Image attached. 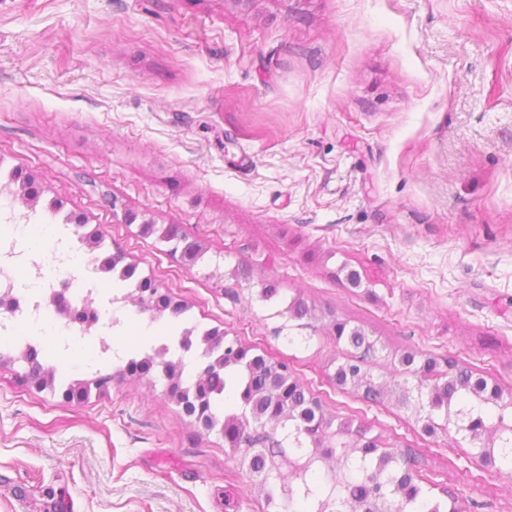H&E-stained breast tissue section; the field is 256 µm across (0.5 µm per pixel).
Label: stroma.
<instances>
[{"label": "stroma", "instance_id": "stroma-1", "mask_svg": "<svg viewBox=\"0 0 512 512\" xmlns=\"http://www.w3.org/2000/svg\"><path fill=\"white\" fill-rule=\"evenodd\" d=\"M33 175L32 223L81 217L177 318L285 362L327 416L383 448H421L424 491L456 512H512V478L409 412L340 391L325 321L309 347L275 338L259 282L358 325L390 354L453 357L512 384V0H0V175ZM201 240L186 267L112 214L113 200ZM362 276L350 287L340 265ZM251 272L239 289L231 272ZM89 337L65 358L107 392L17 376L0 342V512H253L241 455Z\"/></svg>", "mask_w": 512, "mask_h": 512}]
</instances>
